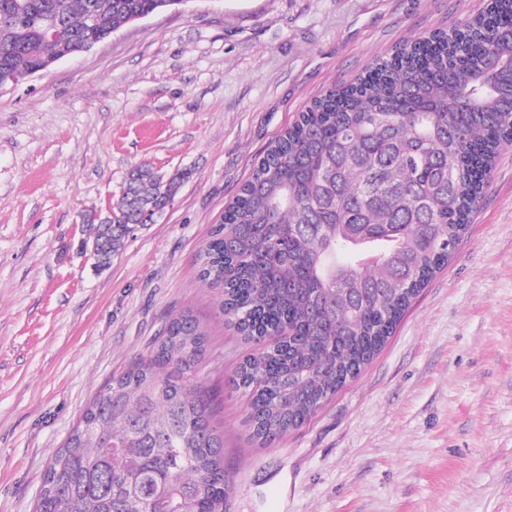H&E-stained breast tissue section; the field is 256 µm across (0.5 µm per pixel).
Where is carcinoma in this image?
<instances>
[{
	"mask_svg": "<svg viewBox=\"0 0 512 512\" xmlns=\"http://www.w3.org/2000/svg\"><path fill=\"white\" fill-rule=\"evenodd\" d=\"M168 0H0V83L101 43ZM60 21L65 36L43 28ZM512 144V0L400 47L313 100L254 164L199 254L224 315L261 344L232 384L270 444L303 424L384 345L448 262L495 160ZM131 169L90 219L100 266L157 215L186 173ZM206 331L174 317L151 354L112 378L47 468L36 512H223L224 435L192 383Z\"/></svg>",
	"mask_w": 512,
	"mask_h": 512,
	"instance_id": "1",
	"label": "carcinoma"
}]
</instances>
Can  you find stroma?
<instances>
[{
    "label": "stroma",
    "mask_w": 512,
    "mask_h": 512,
    "mask_svg": "<svg viewBox=\"0 0 512 512\" xmlns=\"http://www.w3.org/2000/svg\"><path fill=\"white\" fill-rule=\"evenodd\" d=\"M486 0H185L0 93V512H36L50 459L166 322L224 433V512H512V146L447 266L375 358L260 444L231 380L257 350L198 254L263 150L312 99ZM186 179L109 268L82 253L129 170Z\"/></svg>",
    "instance_id": "1"
}]
</instances>
